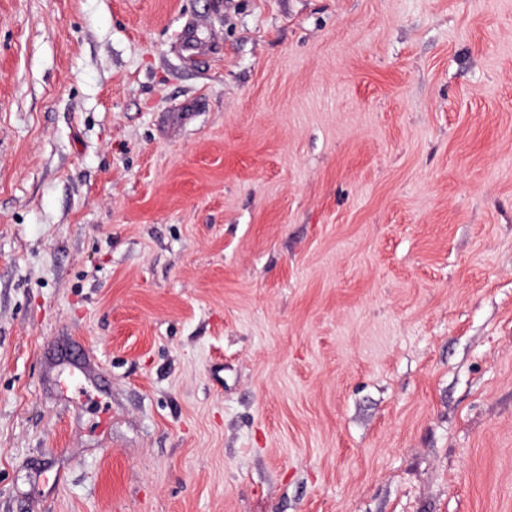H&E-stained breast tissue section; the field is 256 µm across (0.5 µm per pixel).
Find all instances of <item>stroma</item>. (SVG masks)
I'll use <instances>...</instances> for the list:
<instances>
[{
    "mask_svg": "<svg viewBox=\"0 0 512 512\" xmlns=\"http://www.w3.org/2000/svg\"><path fill=\"white\" fill-rule=\"evenodd\" d=\"M0 512H512V0H0Z\"/></svg>",
    "mask_w": 512,
    "mask_h": 512,
    "instance_id": "obj_1",
    "label": "stroma"
}]
</instances>
